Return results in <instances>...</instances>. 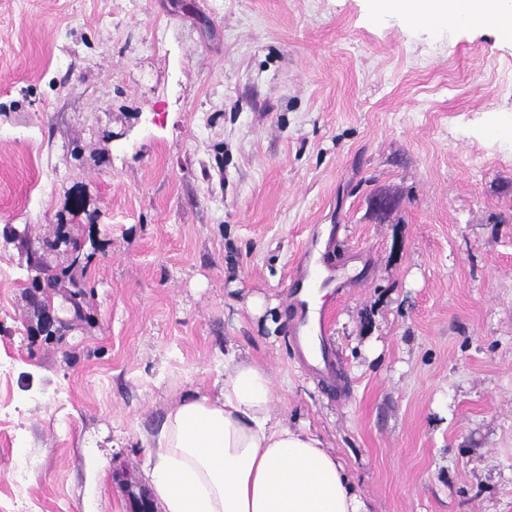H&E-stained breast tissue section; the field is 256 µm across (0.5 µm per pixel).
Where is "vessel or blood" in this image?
I'll return each instance as SVG.
<instances>
[{"mask_svg": "<svg viewBox=\"0 0 512 512\" xmlns=\"http://www.w3.org/2000/svg\"><path fill=\"white\" fill-rule=\"evenodd\" d=\"M313 247L304 249L291 275V295L296 315L290 325L291 340L305 365L315 374L332 378L336 365L326 343L327 314L311 316L307 289L339 287L342 273L327 259L328 253L340 242V229L331 226L327 235L313 233Z\"/></svg>", "mask_w": 512, "mask_h": 512, "instance_id": "1", "label": "vessel or blood"}]
</instances>
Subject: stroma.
<instances>
[{
    "mask_svg": "<svg viewBox=\"0 0 512 512\" xmlns=\"http://www.w3.org/2000/svg\"><path fill=\"white\" fill-rule=\"evenodd\" d=\"M507 78L495 22L410 30L371 0H0V229L94 238L91 319L49 338L0 233V512H129L166 411L229 355L370 512H512ZM333 224L345 399L288 334Z\"/></svg>",
    "mask_w": 512,
    "mask_h": 512,
    "instance_id": "35a3bbf8",
    "label": "stroma"
}]
</instances>
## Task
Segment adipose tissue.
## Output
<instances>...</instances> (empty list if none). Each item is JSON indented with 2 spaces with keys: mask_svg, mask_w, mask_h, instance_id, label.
<instances>
[{
  "mask_svg": "<svg viewBox=\"0 0 512 512\" xmlns=\"http://www.w3.org/2000/svg\"><path fill=\"white\" fill-rule=\"evenodd\" d=\"M372 11L461 28L490 16L512 41V0H373ZM274 399L269 370L229 358L214 394L169 408L144 462L162 512H369L335 454L274 417Z\"/></svg>",
  "mask_w": 512,
  "mask_h": 512,
  "instance_id": "1",
  "label": "adipose tissue"
}]
</instances>
